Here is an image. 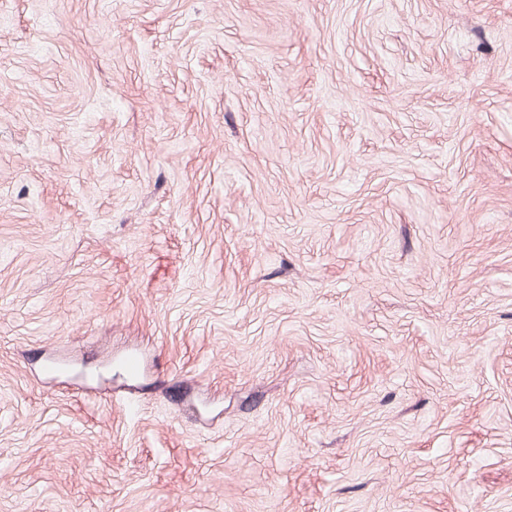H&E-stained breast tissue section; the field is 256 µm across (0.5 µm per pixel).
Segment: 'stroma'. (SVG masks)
I'll return each mask as SVG.
<instances>
[{
	"label": "stroma",
	"instance_id": "35a3bbf8",
	"mask_svg": "<svg viewBox=\"0 0 512 512\" xmlns=\"http://www.w3.org/2000/svg\"><path fill=\"white\" fill-rule=\"evenodd\" d=\"M0 512H512V0H0Z\"/></svg>",
	"mask_w": 512,
	"mask_h": 512
}]
</instances>
